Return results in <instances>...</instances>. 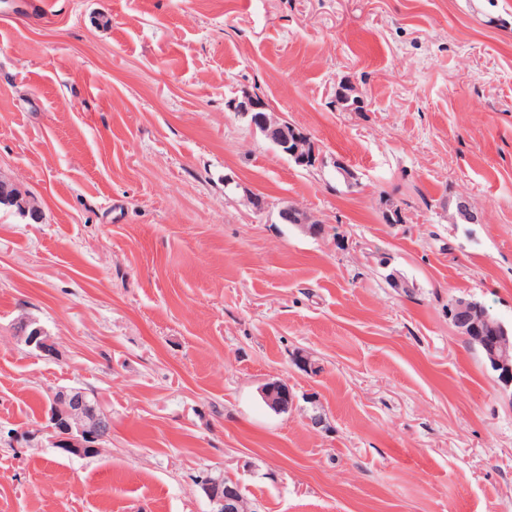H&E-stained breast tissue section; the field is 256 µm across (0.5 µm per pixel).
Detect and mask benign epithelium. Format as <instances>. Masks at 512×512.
I'll return each mask as SVG.
<instances>
[{
  "instance_id": "1",
  "label": "benign epithelium",
  "mask_w": 512,
  "mask_h": 512,
  "mask_svg": "<svg viewBox=\"0 0 512 512\" xmlns=\"http://www.w3.org/2000/svg\"><path fill=\"white\" fill-rule=\"evenodd\" d=\"M228 107L250 117L267 137L281 142L295 163L309 167L315 163L316 155L309 140L297 137L292 140L279 120L271 117V109L264 98L246 93L229 101ZM0 200L14 207L23 215L37 216L40 210L38 200L20 185L0 176ZM282 219L298 224L315 233L316 220L294 205H286L281 210ZM448 319L457 331L471 342L479 343L485 350L487 364L496 374L498 383L512 387V339L503 330L499 321L487 317L486 309L465 299H456L449 307ZM16 333L24 345L40 356H53L55 343L37 321L21 317L16 322ZM266 404L274 410H286L293 402L288 387L279 382H270L263 389ZM112 430L110 416L98 408L88 392L79 388L61 389L52 395L50 425L39 431L42 438L52 448L63 452L86 456L98 453L108 440ZM203 490L214 504L213 512H252L241 495L238 485L230 478H210L202 484Z\"/></svg>"
}]
</instances>
